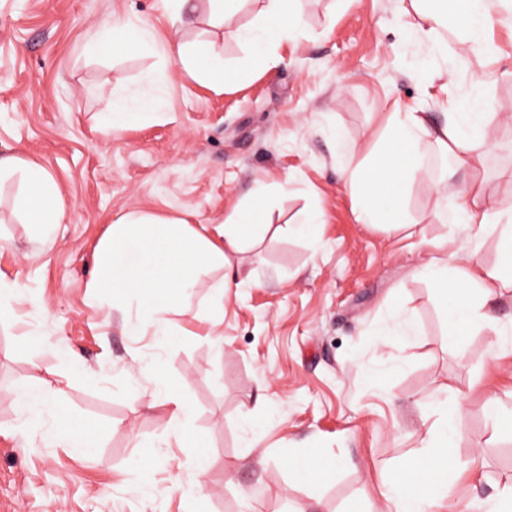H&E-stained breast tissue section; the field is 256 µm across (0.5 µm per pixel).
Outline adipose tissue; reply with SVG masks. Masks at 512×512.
Here are the masks:
<instances>
[{
  "instance_id": "adipose-tissue-1",
  "label": "adipose tissue",
  "mask_w": 512,
  "mask_h": 512,
  "mask_svg": "<svg viewBox=\"0 0 512 512\" xmlns=\"http://www.w3.org/2000/svg\"><path fill=\"white\" fill-rule=\"evenodd\" d=\"M263 2L266 23L243 30L241 37L259 60L271 67L277 61V48L295 36L301 19L291 10L289 0ZM411 6L419 18L410 34L413 42L444 54L448 51L449 37L454 36L463 44L464 56L478 57L486 52L487 31L497 10L495 0H411ZM106 37L116 53H139L157 44L150 25L117 17L113 18ZM170 51L188 71L223 86L224 56L216 44H204L196 51L177 43L171 45ZM155 82L154 74L146 73L145 93L113 97L112 110L106 114L104 126L114 129L119 117L145 109L162 110L164 99L149 91ZM482 118L479 112H448L443 122L435 125L425 112L392 113L387 128L388 145L372 150L353 170L351 181L365 197L358 213L359 222L387 226L393 212L402 206V183L421 173L418 147L422 139H430L448 156L454 170L467 173V200L446 209L444 215L452 224L478 223L483 234L497 232L508 262L493 269L451 268L433 259L418 267L415 274L438 283L455 277L461 287L446 306L449 326L458 335L473 329L487 330L495 354L500 357L512 352V321L498 318L491 304L504 291L512 290V216L494 225L487 222V201L479 180L484 165L479 135ZM16 172L22 175L23 187L13 199V210L35 229L41 242H50L54 227L65 216L58 187L38 163L13 156L0 158V182ZM266 196L264 188L253 189L252 206L212 229L153 214H127L118 218L97 247L100 258L97 287L111 289L113 297H127L135 307L139 327L152 330L160 338L168 336L166 313L174 306L187 307L204 270L213 266L225 268L226 273L217 284L225 293L248 281L247 273L231 271L228 265L231 255L240 251L242 242L250 239L260 224L259 204ZM16 402L25 419L42 420V441L90 448L98 439L97 431L86 423L60 417L35 390L19 392ZM168 402L173 407V435L179 446L196 458H203L206 438L191 423L190 406L176 396L169 397ZM459 435V411L454 408L444 412L427 432L423 440L426 455L406 459L395 467L386 482L395 512H434L440 507L449 481L463 466L457 454Z\"/></svg>"
}]
</instances>
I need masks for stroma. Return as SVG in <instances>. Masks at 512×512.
<instances>
[{
  "label": "stroma",
  "instance_id": "35a3bbf8",
  "mask_svg": "<svg viewBox=\"0 0 512 512\" xmlns=\"http://www.w3.org/2000/svg\"><path fill=\"white\" fill-rule=\"evenodd\" d=\"M297 9L301 32L269 70L239 38L258 23V0H241L220 29L203 7L174 23L162 0H0V156L43 166L65 207L53 242L40 244L12 210L19 177L0 183V279L24 289L0 321V512H394L385 477L421 455L448 404L461 407V460L482 465L459 471L441 512L512 488V434L494 428L499 404L512 402V354L492 359L482 331L453 335L437 284L413 275L433 257L498 266V235L478 243L474 229L441 219L440 197L462 203L466 176L427 140L395 227L358 223L335 145L343 137L362 158L390 113L438 121L481 88L484 194L493 211L512 212V15L499 8L491 51L459 64V41L447 59L409 44L417 17L400 15L398 0ZM114 16L148 23L156 47H96ZM173 40L222 43L233 81L199 80L169 55ZM148 71L165 108L104 128L113 96L140 90ZM259 182L271 187L269 229L233 255L252 280L223 304L218 270L190 311L168 312L162 340L93 298L95 249L119 216L217 224ZM312 209L323 214L312 234L289 233ZM219 307L223 321L210 323ZM395 309L416 327L402 342L383 333ZM148 359L164 385L142 370ZM63 378L56 408L96 426V447H49L21 428L16 391ZM170 392L191 405L206 463L171 443ZM315 458L335 466L319 483L297 474Z\"/></svg>",
  "mask_w": 512,
  "mask_h": 512
}]
</instances>
